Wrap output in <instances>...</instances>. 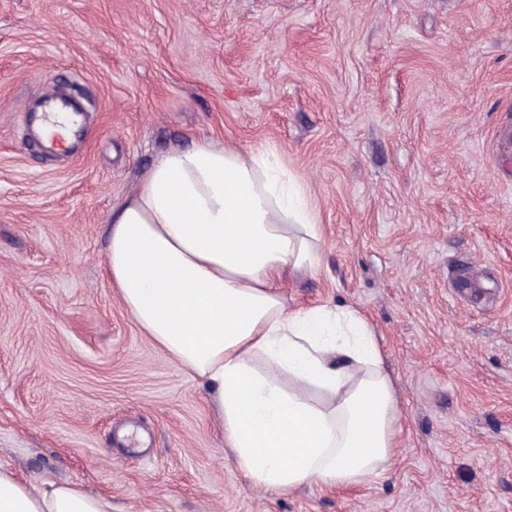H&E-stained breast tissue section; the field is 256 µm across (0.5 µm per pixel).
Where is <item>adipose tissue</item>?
<instances>
[{
	"instance_id": "ef3b65f1",
	"label": "adipose tissue",
	"mask_w": 512,
	"mask_h": 512,
	"mask_svg": "<svg viewBox=\"0 0 512 512\" xmlns=\"http://www.w3.org/2000/svg\"><path fill=\"white\" fill-rule=\"evenodd\" d=\"M106 271L139 327L212 389L224 443L253 486L287 493L380 477L402 415L377 334L351 306L290 304L321 226L266 148L199 141L163 154L113 210ZM0 512H112L78 486L0 469Z\"/></svg>"
}]
</instances>
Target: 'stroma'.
Wrapping results in <instances>:
<instances>
[{
  "label": "stroma",
  "instance_id": "35a3bbf8",
  "mask_svg": "<svg viewBox=\"0 0 512 512\" xmlns=\"http://www.w3.org/2000/svg\"><path fill=\"white\" fill-rule=\"evenodd\" d=\"M58 91L82 122L48 153ZM202 139L303 180L324 246L284 290L373 324L381 477L254 487L112 288L113 209ZM0 468L112 512H512V0H0Z\"/></svg>",
  "mask_w": 512,
  "mask_h": 512
}]
</instances>
